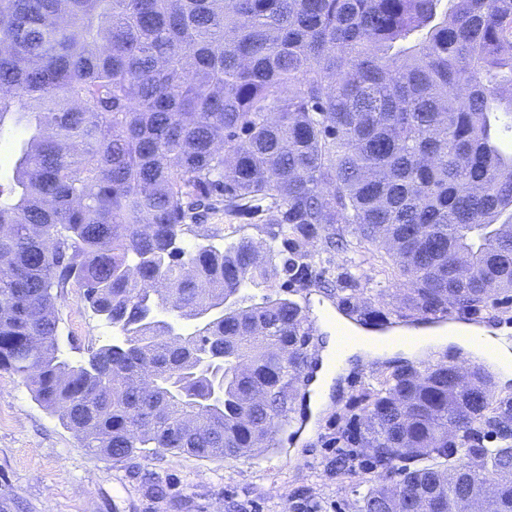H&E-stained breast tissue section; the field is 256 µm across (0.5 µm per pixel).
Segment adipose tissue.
Here are the masks:
<instances>
[{
	"label": "adipose tissue",
	"mask_w": 512,
	"mask_h": 512,
	"mask_svg": "<svg viewBox=\"0 0 512 512\" xmlns=\"http://www.w3.org/2000/svg\"><path fill=\"white\" fill-rule=\"evenodd\" d=\"M323 330L328 338L320 357V364L311 382L312 394L309 398L310 407H318L332 391L335 377L341 368L347 367L351 361L368 356H375L382 351L377 348L376 334L363 330L357 331V339L346 349H338L337 341L348 323L340 315L330 309H322ZM411 341L408 344L389 346L386 356L411 355L416 345L432 342L435 344L459 345L467 348H478L480 340H487L496 362L504 369V379H512V345L500 337L497 330L486 327H472L465 323L449 324L447 329L440 331L410 330Z\"/></svg>",
	"instance_id": "adipose-tissue-1"
}]
</instances>
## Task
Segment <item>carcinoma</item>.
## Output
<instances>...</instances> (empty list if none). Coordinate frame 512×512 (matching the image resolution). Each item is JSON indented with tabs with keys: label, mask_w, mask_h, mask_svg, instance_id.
Masks as SVG:
<instances>
[{
	"label": "carcinoma",
	"mask_w": 512,
	"mask_h": 512,
	"mask_svg": "<svg viewBox=\"0 0 512 512\" xmlns=\"http://www.w3.org/2000/svg\"><path fill=\"white\" fill-rule=\"evenodd\" d=\"M507 118L512 0H0V133L23 134L0 182V370L114 460L270 447L309 358L285 293L363 277L324 278L322 253L384 250L412 315L512 293ZM262 206L264 245H179L205 212ZM72 281L121 333L80 363L58 339ZM165 305L213 315L180 338ZM214 343L220 401L195 360ZM452 374L406 364L363 395L344 443L402 466L356 512H512V395Z\"/></svg>",
	"instance_id": "carcinoma-1"
}]
</instances>
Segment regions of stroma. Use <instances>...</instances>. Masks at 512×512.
Returning <instances> with one entry per match:
<instances>
[{
	"instance_id": "stroma-1",
	"label": "stroma",
	"mask_w": 512,
	"mask_h": 512,
	"mask_svg": "<svg viewBox=\"0 0 512 512\" xmlns=\"http://www.w3.org/2000/svg\"><path fill=\"white\" fill-rule=\"evenodd\" d=\"M207 221L198 234L185 236L184 247H220L242 235L265 242L271 230L261 211L232 217L220 211ZM390 268L383 251L369 249L360 289L349 302L371 303L408 327L416 319L403 314L407 288L397 284ZM57 306L59 341L72 361L83 360L89 349L114 336V329L86 307L77 283L65 288ZM401 364L398 358L356 360L313 418L303 399L308 385L297 384L277 450L210 460L160 449L116 461L89 451L38 405L17 376L0 370V504L9 512H298L304 502L315 512H355L365 459L357 457L354 473L337 470L343 453L337 439L375 378ZM137 469L170 482L180 510L149 496L133 475Z\"/></svg>"
}]
</instances>
